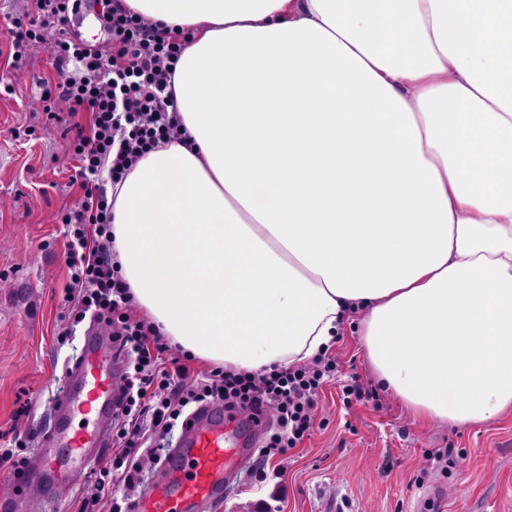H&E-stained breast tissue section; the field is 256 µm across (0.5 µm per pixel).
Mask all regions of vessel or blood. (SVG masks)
Wrapping results in <instances>:
<instances>
[{"instance_id":"1","label":"vessel or blood","mask_w":512,"mask_h":512,"mask_svg":"<svg viewBox=\"0 0 512 512\" xmlns=\"http://www.w3.org/2000/svg\"><path fill=\"white\" fill-rule=\"evenodd\" d=\"M67 379L68 392L27 473L28 481L48 495L77 480L108 445L122 386V362L111 336L93 328ZM79 414L86 424L76 428L72 421ZM256 439L247 417L226 419L219 405L197 412L136 512H220L224 487L251 458Z\"/></svg>"}]
</instances>
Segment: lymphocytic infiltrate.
Returning <instances> with one entry per match:
<instances>
[{
	"instance_id": "obj_1",
	"label": "lymphocytic infiltrate",
	"mask_w": 512,
	"mask_h": 512,
	"mask_svg": "<svg viewBox=\"0 0 512 512\" xmlns=\"http://www.w3.org/2000/svg\"><path fill=\"white\" fill-rule=\"evenodd\" d=\"M96 6L107 39L90 44L70 34L69 23L83 8ZM10 82L26 69L33 49L46 47L55 71L40 97V108L67 117L91 115L77 127L69 153L77 169L76 201L58 219L68 227V274L63 288L61 335L84 320L110 328L124 363L121 408L112 422L110 457L95 479V491L78 512L102 503L108 512H133L146 463L167 458V438L186 425L188 407L212 403L248 413L260 425L263 444L249 476L310 437L315 397L335 377L338 363L323 353L312 362L261 373L216 367L190 376L184 355L143 318L134 317L132 299L112 256V204L108 181L122 179L147 152L179 135V119L169 110L167 88L184 42L126 11L121 0H30L5 32Z\"/></svg>"
}]
</instances>
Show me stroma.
<instances>
[{"instance_id":"stroma-1","label":"stroma","mask_w":512,"mask_h":512,"mask_svg":"<svg viewBox=\"0 0 512 512\" xmlns=\"http://www.w3.org/2000/svg\"><path fill=\"white\" fill-rule=\"evenodd\" d=\"M51 72L46 48H37L15 93H0V431L18 429L31 457L64 388L61 365L83 354L91 329L82 323L58 341L67 228L56 215L73 199L72 132L39 108ZM340 393L336 382L320 391L312 436L284 466L269 462L266 481L253 485L238 474L223 512H512V413L421 429L389 394L377 411L344 406ZM22 395L30 412L17 420ZM444 448L452 449V463L433 458ZM95 477L88 472L47 501L0 466V512H14L24 497L29 512H75Z\"/></svg>"}]
</instances>
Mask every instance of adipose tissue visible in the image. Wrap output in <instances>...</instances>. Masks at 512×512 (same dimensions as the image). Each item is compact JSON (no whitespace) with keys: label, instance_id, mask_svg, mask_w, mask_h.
Returning a JSON list of instances; mask_svg holds the SVG:
<instances>
[{"label":"adipose tissue","instance_id":"1","mask_svg":"<svg viewBox=\"0 0 512 512\" xmlns=\"http://www.w3.org/2000/svg\"><path fill=\"white\" fill-rule=\"evenodd\" d=\"M184 37L182 140L109 185L145 319L202 363L357 321L422 427L512 412V0H123Z\"/></svg>","mask_w":512,"mask_h":512}]
</instances>
